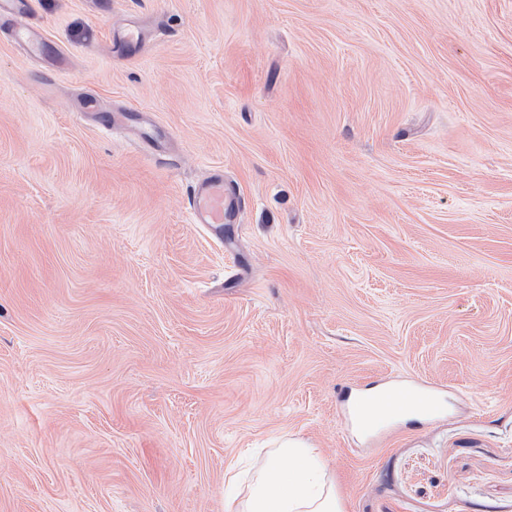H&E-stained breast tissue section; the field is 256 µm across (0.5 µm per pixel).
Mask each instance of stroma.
<instances>
[{"instance_id":"35a3bbf8","label":"stroma","mask_w":512,"mask_h":512,"mask_svg":"<svg viewBox=\"0 0 512 512\" xmlns=\"http://www.w3.org/2000/svg\"><path fill=\"white\" fill-rule=\"evenodd\" d=\"M25 22L67 65L0 32V512H224L225 468L285 435L344 512H512V0ZM216 166L229 247L191 221ZM399 380L443 409L358 430Z\"/></svg>"}]
</instances>
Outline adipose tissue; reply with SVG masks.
Segmentation results:
<instances>
[{
  "label": "adipose tissue",
  "instance_id": "1",
  "mask_svg": "<svg viewBox=\"0 0 512 512\" xmlns=\"http://www.w3.org/2000/svg\"><path fill=\"white\" fill-rule=\"evenodd\" d=\"M234 487L228 512H343L336 488L315 449L283 438L247 476L226 470Z\"/></svg>",
  "mask_w": 512,
  "mask_h": 512
}]
</instances>
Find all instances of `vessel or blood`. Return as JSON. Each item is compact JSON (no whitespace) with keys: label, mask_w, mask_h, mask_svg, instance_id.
I'll use <instances>...</instances> for the list:
<instances>
[{"label":"vessel or blood","mask_w":512,"mask_h":512,"mask_svg":"<svg viewBox=\"0 0 512 512\" xmlns=\"http://www.w3.org/2000/svg\"><path fill=\"white\" fill-rule=\"evenodd\" d=\"M29 8L30 0H0V25H9L13 38L29 52L37 54L43 51L44 43L24 24ZM235 207V198L224 187L223 168H212L192 189V221L207 228L215 237H223L224 226L231 222ZM440 392V387L434 385L385 388L356 397L349 410L354 415L369 411L370 419L362 421L361 426L374 431L401 416L437 413L443 407Z\"/></svg>","instance_id":"obj_1"}]
</instances>
